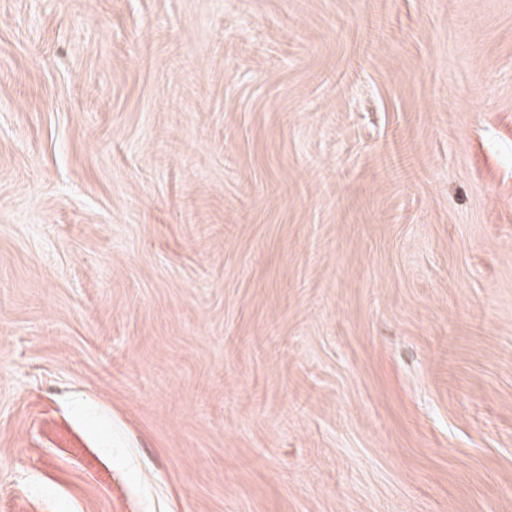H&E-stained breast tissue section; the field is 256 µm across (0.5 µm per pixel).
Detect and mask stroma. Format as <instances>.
I'll list each match as a JSON object with an SVG mask.
<instances>
[{"label": "stroma", "instance_id": "stroma-1", "mask_svg": "<svg viewBox=\"0 0 512 512\" xmlns=\"http://www.w3.org/2000/svg\"><path fill=\"white\" fill-rule=\"evenodd\" d=\"M0 512H512V0H0Z\"/></svg>", "mask_w": 512, "mask_h": 512}]
</instances>
